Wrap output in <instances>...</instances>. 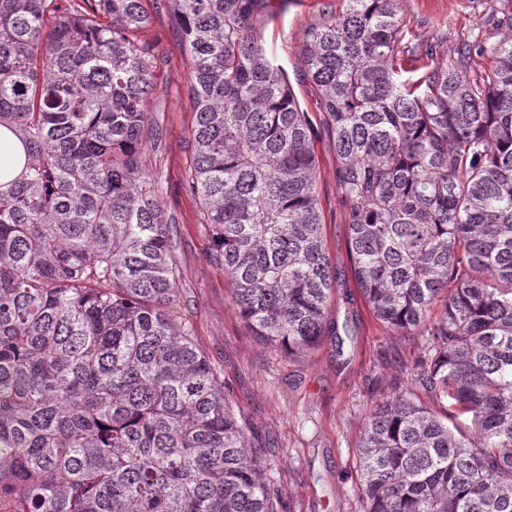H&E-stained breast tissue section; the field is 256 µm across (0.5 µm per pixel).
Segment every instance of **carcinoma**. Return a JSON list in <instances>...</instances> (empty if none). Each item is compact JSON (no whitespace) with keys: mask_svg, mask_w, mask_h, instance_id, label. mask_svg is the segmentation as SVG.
I'll list each match as a JSON object with an SVG mask.
<instances>
[{"mask_svg":"<svg viewBox=\"0 0 512 512\" xmlns=\"http://www.w3.org/2000/svg\"><path fill=\"white\" fill-rule=\"evenodd\" d=\"M196 112L187 188L235 305L288 354L339 336L308 113L262 41L267 0H166ZM408 0H344L299 53L336 153L351 274L423 336L360 444L365 512H512V13L405 79ZM142 0H0V512H283L220 372L176 322L147 182ZM441 306L439 317L427 321Z\"/></svg>","mask_w":512,"mask_h":512,"instance_id":"obj_1","label":"carcinoma"}]
</instances>
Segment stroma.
Here are the masks:
<instances>
[{"label": "stroma", "mask_w": 512, "mask_h": 512, "mask_svg": "<svg viewBox=\"0 0 512 512\" xmlns=\"http://www.w3.org/2000/svg\"><path fill=\"white\" fill-rule=\"evenodd\" d=\"M263 42L313 123L316 193L322 233L342 285L330 299L328 318L342 329L305 355L290 356L253 336L233 299V287L217 258L212 231L201 221V203L185 189L194 151L190 131L196 113L189 98L187 67L174 14L158 0H144L150 26L140 38L160 58L157 90L149 109L159 126L143 168L170 219L180 288V318L196 346L221 372L224 391L289 512H364L358 444L375 401L410 386V370L426 353L418 336L392 331L373 315L355 288L347 250V224L338 202L336 155L319 109L316 87L303 75L297 42L305 26L342 0H268ZM499 0H409L410 49L403 66L416 65L418 44L440 42L453 57L464 37L491 32Z\"/></svg>", "instance_id": "35a3bbf8"}]
</instances>
